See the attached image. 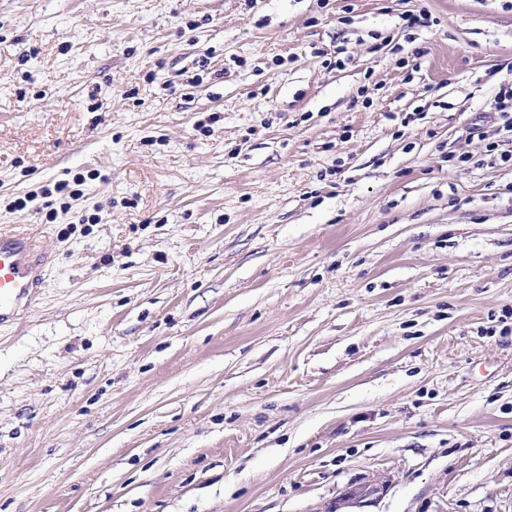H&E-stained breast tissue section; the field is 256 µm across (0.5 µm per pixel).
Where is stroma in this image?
I'll use <instances>...</instances> for the list:
<instances>
[{
	"instance_id": "obj_1",
	"label": "stroma",
	"mask_w": 512,
	"mask_h": 512,
	"mask_svg": "<svg viewBox=\"0 0 512 512\" xmlns=\"http://www.w3.org/2000/svg\"><path fill=\"white\" fill-rule=\"evenodd\" d=\"M508 80L512 0H0V512H512ZM494 119L499 124L498 132H512V82L502 84L494 99ZM47 262L33 233L0 228V326L17 320L43 279ZM384 486L375 481L358 484L347 488L329 508V512H363L348 510L364 507L382 493Z\"/></svg>"
}]
</instances>
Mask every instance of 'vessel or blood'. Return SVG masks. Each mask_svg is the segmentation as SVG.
<instances>
[{
  "mask_svg": "<svg viewBox=\"0 0 512 512\" xmlns=\"http://www.w3.org/2000/svg\"><path fill=\"white\" fill-rule=\"evenodd\" d=\"M47 257L36 236L0 228V326L16 320L40 287Z\"/></svg>",
  "mask_w": 512,
  "mask_h": 512,
  "instance_id": "obj_1",
  "label": "vessel or blood"
}]
</instances>
